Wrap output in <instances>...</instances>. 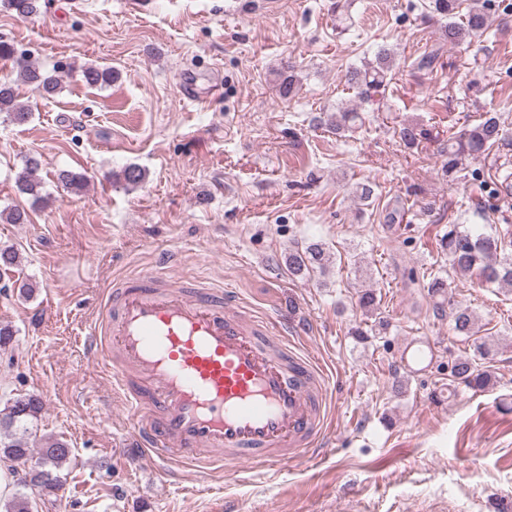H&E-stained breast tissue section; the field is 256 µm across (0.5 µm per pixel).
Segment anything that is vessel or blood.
<instances>
[{
    "instance_id": "obj_1",
    "label": "vessel or blood",
    "mask_w": 512,
    "mask_h": 512,
    "mask_svg": "<svg viewBox=\"0 0 512 512\" xmlns=\"http://www.w3.org/2000/svg\"><path fill=\"white\" fill-rule=\"evenodd\" d=\"M81 343L124 403L126 447L168 476L280 465L324 432V373L285 322L203 284L124 282L96 302Z\"/></svg>"
}]
</instances>
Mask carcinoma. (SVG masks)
I'll list each match as a JSON object with an SVG mask.
<instances>
[{"label":"carcinoma","mask_w":512,"mask_h":512,"mask_svg":"<svg viewBox=\"0 0 512 512\" xmlns=\"http://www.w3.org/2000/svg\"><path fill=\"white\" fill-rule=\"evenodd\" d=\"M489 0H430V13L445 20L443 36L452 47L470 48L472 40L482 36L489 28ZM39 0H0V10L13 17L25 19L38 13ZM0 59L13 61L17 67L16 82H20L41 96H53L61 89V75L56 69L47 70L23 57L16 56L14 44L0 41ZM393 57L390 50L381 48L374 61L360 67H353L347 73L348 84L356 90L357 97L364 101L371 93L385 88L391 80ZM114 70L109 67L89 66L83 69L82 78L89 86L110 83ZM15 82L0 81V112H4L14 124H25L31 118L30 110L16 102ZM362 122L358 109L345 108L336 113V123L332 129L342 132ZM398 135L403 144L412 148L419 144L426 132L414 125H404ZM507 135L500 118L485 113L478 123L466 126L451 134L441 147L444 157L442 173L450 178L463 169L466 162L478 155H486L501 143ZM23 166L16 175L17 191L29 196L32 205L45 201L41 194L42 182L37 177L41 169L40 156L29 154L22 159ZM57 181L74 192H79L86 178L69 170L57 173ZM441 254L447 258L448 267L455 273L477 272L486 284H507L512 286V241L507 242L496 233L473 234L460 229L457 224L448 225L439 239ZM330 263V254L319 243L297 247L288 252V268L296 276L310 273H325ZM428 295L437 306H443L448 294V279L442 271L429 272ZM453 330L462 336L478 333L477 318L473 312L462 306L451 308ZM491 355V347L485 343L476 346V356L455 360L450 369L452 382L464 384L475 390L486 389L491 381L490 374L478 368L476 358L486 359ZM41 400L31 394L8 400L0 409V459L5 462L24 464L31 456V437L34 426L41 416ZM71 454L68 444L56 440L47 444L36 468L44 477L41 484L34 486L27 477L20 478L19 490L5 504V512H33L36 497L43 492L60 488V477L46 468L66 462Z\"/></svg>","instance_id":"1"}]
</instances>
